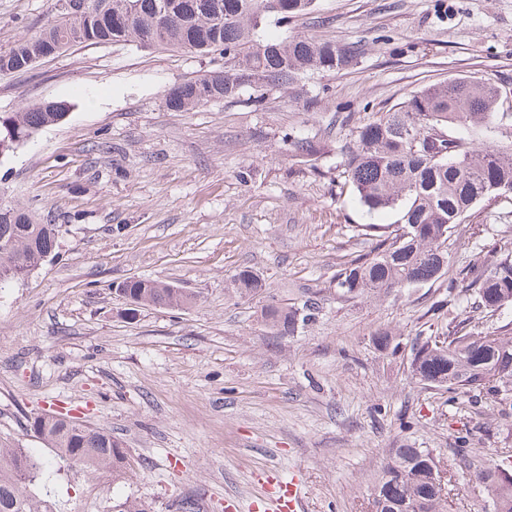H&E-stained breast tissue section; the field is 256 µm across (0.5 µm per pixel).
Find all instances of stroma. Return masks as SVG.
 Wrapping results in <instances>:
<instances>
[{"label": "stroma", "instance_id": "stroma-1", "mask_svg": "<svg viewBox=\"0 0 512 512\" xmlns=\"http://www.w3.org/2000/svg\"><path fill=\"white\" fill-rule=\"evenodd\" d=\"M55 0H0V50L34 35ZM293 35L361 46L357 67L290 89L191 112L173 86L222 67L219 55L77 44L26 71L0 73V113L64 100L66 118L0 160V199L62 233L39 269L0 288V445L49 463L25 490L50 512H269L298 484L301 512H364L375 473L402 444L441 450L458 471L462 427L496 458L512 454V413L411 379L418 333L460 315L492 250L512 241V193L473 207L452 236L448 271L408 292L341 297L336 274L369 253L372 218L342 174L341 148L413 92L473 75L512 113V0H316ZM313 142L301 157L293 139ZM243 269L260 281L238 294ZM142 277L195 295L135 318L115 292ZM315 321L283 335L260 317L302 304ZM388 332L399 354L374 338ZM67 409L111 432L121 474L55 457L27 419Z\"/></svg>", "mask_w": 512, "mask_h": 512}]
</instances>
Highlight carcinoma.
I'll use <instances>...</instances> for the list:
<instances>
[{"instance_id":"obj_1","label":"carcinoma","mask_w":512,"mask_h":512,"mask_svg":"<svg viewBox=\"0 0 512 512\" xmlns=\"http://www.w3.org/2000/svg\"><path fill=\"white\" fill-rule=\"evenodd\" d=\"M315 0H56V17L35 35L0 51V72L29 69L40 59L81 43L112 42L144 49L169 48L224 55V70L169 89L165 106L189 112L249 92L258 104L271 89H283L320 72L354 68L359 51L351 44L305 36H268L274 23L308 14ZM499 92L475 76L426 86L359 127L345 152L347 180L369 214L399 211L396 232L367 224L373 250L338 274L342 296L390 294L438 281L448 267V240L465 214L484 199L512 192V113L498 111ZM66 113L43 102L0 115V157L24 145L41 128ZM460 127L468 136H445ZM482 138V148L473 138ZM56 224H40L25 208L0 202V283L35 268L57 246ZM258 281L250 270L237 276V290L248 294ZM473 305L489 313L512 307V248L501 247L472 281ZM133 307L183 308L195 296L159 280L129 278L117 289ZM319 312L312 299L302 305L271 304L265 322L281 334ZM466 316L448 326L441 340L412 344L407 370L429 389L474 400L486 398L503 413L512 410V321L481 334ZM30 430L59 459L118 472L129 466L126 451L112 434L75 417L37 415ZM461 469L484 488L493 512H512V461L498 463L468 447L472 434L456 436ZM46 464L26 448H0V512H40L22 482ZM440 459L434 450L402 445L370 488V512H448L450 491L436 484Z\"/></svg>"}]
</instances>
